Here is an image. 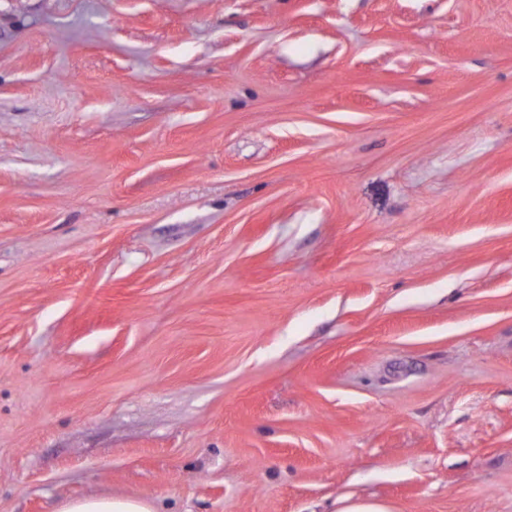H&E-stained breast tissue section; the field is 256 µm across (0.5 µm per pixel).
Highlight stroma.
<instances>
[{"mask_svg": "<svg viewBox=\"0 0 512 512\" xmlns=\"http://www.w3.org/2000/svg\"><path fill=\"white\" fill-rule=\"evenodd\" d=\"M512 512V0H0V512ZM59 512H155L145 499L91 497L65 502Z\"/></svg>", "mask_w": 512, "mask_h": 512, "instance_id": "stroma-1", "label": "stroma"}]
</instances>
